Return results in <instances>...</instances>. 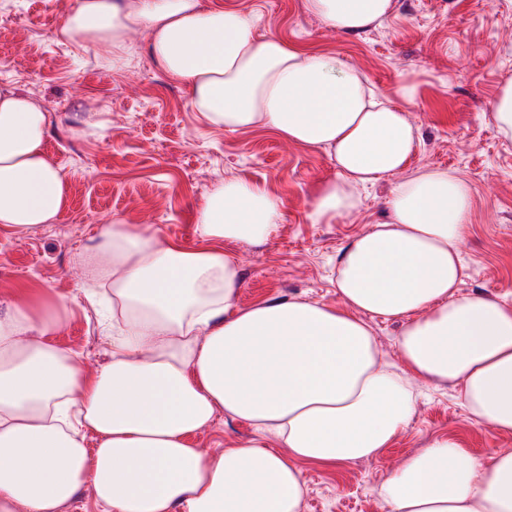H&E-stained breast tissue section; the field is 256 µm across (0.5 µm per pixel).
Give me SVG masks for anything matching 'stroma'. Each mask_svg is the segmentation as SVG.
<instances>
[{
  "label": "stroma",
  "mask_w": 512,
  "mask_h": 512,
  "mask_svg": "<svg viewBox=\"0 0 512 512\" xmlns=\"http://www.w3.org/2000/svg\"><path fill=\"white\" fill-rule=\"evenodd\" d=\"M76 0H0V81L37 98L52 114L47 149L62 167L68 205L58 223L31 232L0 230V307L20 293L63 299L66 319L54 345L72 352L87 373L112 347L99 333V306L82 288L79 252L118 216L152 226L160 237L196 241L193 214L213 183L245 178L284 202L283 221L261 247L232 245L242 271L239 303L294 296L340 307L338 250L380 220L391 188H368L364 205L333 224L308 217L318 188L336 176L321 150L263 130L209 127L187 90L141 53L126 70L101 67L77 43L54 38ZM259 12L260 29L341 58L396 100L402 77L418 82L405 110L421 144L410 170H451L472 188V214L459 245L468 276L460 291L512 301V138L491 112L498 88L512 79V0H396L381 25L339 35L305 13L301 0H204ZM104 127L84 131L88 113ZM246 421L218 415L193 441L214 454L256 438ZM451 436L472 454L512 451V434L475 423L458 388L427 391L388 448L336 469L300 463L307 492L300 512H387L380 485L434 438Z\"/></svg>",
  "instance_id": "stroma-1"
}]
</instances>
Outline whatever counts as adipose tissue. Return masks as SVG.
<instances>
[{"instance_id":"ef3b65f1","label":"adipose tissue","mask_w":512,"mask_h":512,"mask_svg":"<svg viewBox=\"0 0 512 512\" xmlns=\"http://www.w3.org/2000/svg\"><path fill=\"white\" fill-rule=\"evenodd\" d=\"M394 0H303L327 29L380 25ZM260 18L202 0H78L56 33L97 63L126 68L145 36L207 125L268 130L325 151L334 179L309 217L331 224L360 190L404 170L420 138L404 106L379 99L336 56L276 34ZM51 117L0 84V227L56 223L67 183L46 148ZM471 190L418 169L393 184L384 214L336 254L341 307L295 297L243 306L231 243L265 245L283 201L242 178L216 182L194 212L197 243L116 217L80 254L112 291V354L92 374L51 341L63 302L20 297L0 314V512H61L91 487L101 512H300L298 462L372 459L409 422L416 382L458 387L475 422L512 433V302L463 294L459 243ZM399 324L386 362L371 319ZM260 437L208 456L192 442L217 413ZM270 435L284 451L262 442ZM388 512H512V452L483 458L435 438L381 486Z\"/></svg>"}]
</instances>
